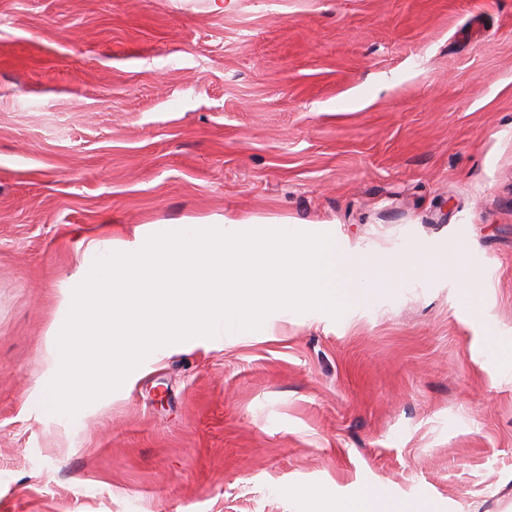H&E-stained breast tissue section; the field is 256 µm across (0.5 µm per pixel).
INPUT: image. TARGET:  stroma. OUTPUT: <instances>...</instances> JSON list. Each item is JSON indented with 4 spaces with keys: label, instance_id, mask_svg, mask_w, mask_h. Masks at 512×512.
I'll use <instances>...</instances> for the list:
<instances>
[{
    "label": "stroma",
    "instance_id": "35a3bbf8",
    "mask_svg": "<svg viewBox=\"0 0 512 512\" xmlns=\"http://www.w3.org/2000/svg\"><path fill=\"white\" fill-rule=\"evenodd\" d=\"M0 512H512V0H0ZM291 224L410 277L34 394L93 238ZM297 487L288 495L287 487ZM377 501L375 495L366 494L357 500L340 501L329 504V512H380L377 510Z\"/></svg>",
    "mask_w": 512,
    "mask_h": 512
}]
</instances>
